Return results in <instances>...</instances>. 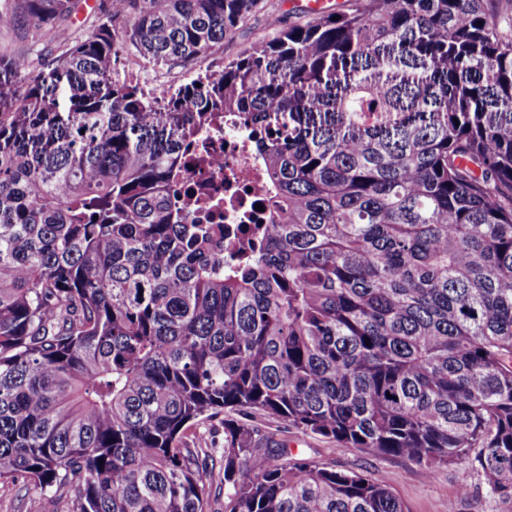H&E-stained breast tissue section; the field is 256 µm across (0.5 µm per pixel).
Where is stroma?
<instances>
[{"mask_svg":"<svg viewBox=\"0 0 512 512\" xmlns=\"http://www.w3.org/2000/svg\"><path fill=\"white\" fill-rule=\"evenodd\" d=\"M278 17L282 26L305 21L306 15L295 10L289 0H261L259 8L236 33L225 39L214 54L191 66L181 68L159 62L148 67L127 63L126 50H119V59L112 71L118 84L137 85L145 95H152L156 83L177 90L197 75L220 70L244 48L273 37L275 26L271 17ZM252 426L287 441L292 453L304 454L339 470L363 473L386 485L406 505L408 512H512V497L494 496L471 464H452L428 472L407 459L388 455H371L339 442L296 429L282 418L256 414ZM46 490L32 482L0 483V512H43Z\"/></svg>","mask_w":512,"mask_h":512,"instance_id":"35a3bbf8","label":"stroma"}]
</instances>
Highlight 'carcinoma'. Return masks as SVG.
Returning <instances> with one entry per match:
<instances>
[{
  "label": "carcinoma",
  "mask_w": 512,
  "mask_h": 512,
  "mask_svg": "<svg viewBox=\"0 0 512 512\" xmlns=\"http://www.w3.org/2000/svg\"><path fill=\"white\" fill-rule=\"evenodd\" d=\"M0 48V481L75 512H209L226 410L512 490V23L496 0H349L146 97L141 63L214 53L260 0H15ZM27 72L25 99L13 93ZM278 122L241 241L179 194L195 135ZM477 448V455L471 450ZM224 512H405L386 486L224 422ZM87 1H93L89 6ZM111 0H79L77 8L64 22L77 37L86 35L104 17L110 8ZM31 34L28 33L27 27L19 24L14 28L5 32L3 29H0V42L2 45L8 44L9 47H14L20 50H29L33 48V52L41 55V58L44 60L50 59L54 55V45L48 39H43L38 41L32 47L31 43ZM224 419L242 420L235 412H223L188 431L191 448H224Z\"/></svg>",
  "instance_id": "1"
}]
</instances>
